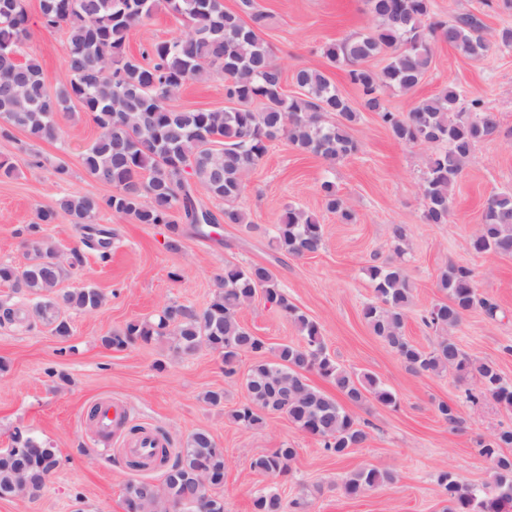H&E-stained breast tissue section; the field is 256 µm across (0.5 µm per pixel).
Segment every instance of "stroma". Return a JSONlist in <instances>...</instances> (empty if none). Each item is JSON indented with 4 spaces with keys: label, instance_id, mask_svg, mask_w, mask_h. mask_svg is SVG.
<instances>
[{
    "label": "stroma",
    "instance_id": "1",
    "mask_svg": "<svg viewBox=\"0 0 512 512\" xmlns=\"http://www.w3.org/2000/svg\"><path fill=\"white\" fill-rule=\"evenodd\" d=\"M432 2L435 13L448 20L471 12L490 30L512 26V0ZM256 3L272 16L263 38L276 62L288 71L309 67L326 72L351 105L359 106L360 93L345 66L330 62L323 49L369 30L372 21L364 0ZM26 7L32 22L25 54L38 60L46 83H65L70 74L64 32L41 26L39 0H26ZM451 84L483 99L498 112L501 126L474 148L452 192L447 223L430 224L424 218L419 185L428 149L394 140L375 114L365 112L351 129L357 152L335 166L298 151L287 139L271 144L263 161L246 175L239 200L254 231L221 224L210 239L185 234L181 251L172 252L164 245L163 227L100 212L97 224L112 232L111 254L103 259L85 251L82 266L62 287L92 286L105 299L92 312L66 310L69 337L55 336L31 319V297L0 282V306L18 312L17 321L0 324V362L5 365L0 371V448L11 447L19 431L56 448L60 459L40 497L2 498L0 512H126L128 481L159 480V471L129 468L119 445L96 439L88 414L102 398L124 404L129 425L166 432L175 449L194 431L208 430L224 449V483L217 489L224 512H252L254 497L270 486L276 488L283 512H445L441 471L453 472L466 484L491 482V462L479 443L512 428V410L489 397L475 406L466 402L465 391L475 384V376L411 372L362 317L373 298L368 267L398 265L412 287L405 334L417 346L431 349L435 334L420 316L448 299L439 286L442 270L451 264L469 266L478 293L498 305L499 312L491 318L483 309H473L452 334L471 358L495 364L512 382V256L478 254L469 247L487 199L512 190V47L495 48L473 61L447 44H437L418 87L409 93L387 91L386 103L391 111L405 113L416 100ZM172 104L180 110L223 108L224 80L214 76L188 84ZM58 122L61 134L55 141H36L18 129L0 138V155L17 167L14 177L0 180V263L22 261L23 231L35 222L40 207L63 195L105 197L112 192L83 166V153L98 136L90 117L75 107L59 114ZM35 155L42 166H32ZM60 164L66 166V175L56 173ZM326 180L355 211V223H340L324 209L320 185ZM291 205L315 214L322 224L324 242L317 253L299 258L274 251L273 230ZM396 224L405 233L400 242L392 236ZM229 263L270 267L299 312L320 325L336 363L375 375L395 394L394 405L371 399L354 408L356 418L368 425L365 445L336 457L284 415L267 414L256 428L234 422L232 411L248 401L239 375L253 363L252 355H242L238 376L228 378L219 355L205 347L186 357L165 339L122 350L102 345V336L130 320L152 317L165 304L205 308L217 276ZM239 319L268 348L301 340L293 320L263 297L247 304ZM216 389L224 392L218 407L203 399L206 391ZM442 401L455 407V424L439 415ZM287 446L297 454L286 475L271 478L251 469L252 457ZM363 468L390 472L394 480L356 497L345 495L344 478Z\"/></svg>",
    "mask_w": 512,
    "mask_h": 512
}]
</instances>
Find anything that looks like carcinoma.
<instances>
[{
    "instance_id": "obj_1",
    "label": "carcinoma",
    "mask_w": 512,
    "mask_h": 512,
    "mask_svg": "<svg viewBox=\"0 0 512 512\" xmlns=\"http://www.w3.org/2000/svg\"><path fill=\"white\" fill-rule=\"evenodd\" d=\"M365 2L374 21L371 30L330 43L323 53L348 67V79L361 93V108L374 113L395 140L436 146L428 155L419 191L426 202V221L445 224L448 201L466 161L478 143L498 132L499 117L479 97L463 108L461 93L451 84L418 100L405 114L390 111L384 95L391 89L409 92L420 84L432 64L435 43L444 42L478 61L500 45L512 46V29H502L492 40L480 17L466 12L450 21L441 19L432 10V0ZM160 3L183 30L170 40L149 44L138 56L128 53L129 33L145 24ZM40 15L43 28L66 30L70 79L55 87L45 83L39 63L22 57L29 35L25 0H0V135L8 137L10 129L17 128L34 139L52 141L59 134L56 114L77 103L99 130L84 152L83 165L90 176L113 188L102 199L65 195L40 209L38 223L27 227L25 262L0 264V282L40 298L31 309L32 317L61 338L70 336L71 326L60 307L91 312L102 305L104 295L91 286L55 293L83 263L81 250L75 248L68 264H63L56 250L39 236L41 225L53 223L58 211L73 218L83 231L81 243L99 250L103 259L112 247V234L93 224L103 209L139 224L163 225L167 249L178 252L184 224L208 237L220 223H246L238 204L244 192L243 174L262 161L278 138L321 157L331 167L357 150L349 129L359 112L326 73L298 68L292 81L300 92L286 93L284 69L272 59L261 37L269 14L257 9L254 0H241L236 12L225 9L224 0H40ZM377 57L385 59L381 68L367 66ZM214 75L224 79V109L180 111L171 105L188 82ZM329 114L336 115V121H326ZM201 193L222 202L220 212L207 208ZM320 193L325 209L340 223L355 222L354 211L332 182H323ZM323 241L318 218L291 205L272 236L275 250L292 257L319 251ZM470 248L476 253L512 256V192L488 199ZM367 274L374 300L364 306L363 318L410 371L474 372L478 381L466 390L468 402L476 405L489 396L512 409V383L494 364L475 362L445 335L476 307L491 317L496 314L497 306L478 296L472 269L452 265L442 272L439 285L448 293V302L432 306L421 317L424 326L443 332L429 351L405 336L412 288L402 270L372 265ZM259 291L294 320L302 337L299 343L279 345L271 360L263 358L265 341L238 318L239 310ZM164 336L179 354L192 355L203 345L217 353L227 377L237 374L241 355L255 356L242 379L248 403L234 410L231 418L245 428H255L263 424L265 414H283L337 457L369 438L366 426L348 406L370 397L383 405L396 402L395 394L374 375L351 373L327 354L319 324L288 300L266 265H227L207 307L167 304L152 318L127 322L102 337V343L121 350ZM313 372L333 384L344 402L310 385L307 374ZM16 444L10 451H0V498L18 492L35 498L58 467L59 458L51 446L21 434L16 435ZM509 447L512 429L481 442L482 454L500 474L489 486L477 489L448 471L439 475L448 512H512V456L500 452ZM160 454V482L134 479L126 484L127 512L137 508L170 512L189 498L196 505L185 512H224L223 498L212 493L224 484V449L210 433L198 430L175 455L166 448ZM296 454L295 448H279L252 458L250 467L266 476L285 474ZM202 465L213 478L210 490L203 492L190 482ZM391 480L387 472L364 468L345 477L342 488L356 497ZM281 508L273 488L253 499L254 512H281Z\"/></svg>"
}]
</instances>
